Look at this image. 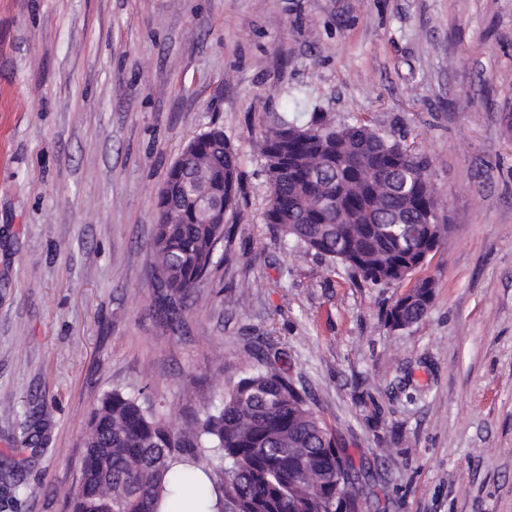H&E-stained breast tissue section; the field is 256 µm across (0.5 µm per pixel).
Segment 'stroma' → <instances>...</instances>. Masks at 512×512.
Returning a JSON list of instances; mask_svg holds the SVG:
<instances>
[{"label": "stroma", "instance_id": "stroma-1", "mask_svg": "<svg viewBox=\"0 0 512 512\" xmlns=\"http://www.w3.org/2000/svg\"><path fill=\"white\" fill-rule=\"evenodd\" d=\"M512 0H0V512H71L92 411L202 417L256 347L370 475L367 512H512ZM360 121L431 163V307L266 224L268 115ZM220 128L242 194L179 325L149 242L165 173ZM36 450H29L30 440ZM434 282L430 278H417L410 288L397 297L385 314V325L391 330L409 328L427 313L432 302Z\"/></svg>", "mask_w": 512, "mask_h": 512}]
</instances>
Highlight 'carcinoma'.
<instances>
[{"instance_id":"carcinoma-1","label":"carcinoma","mask_w":512,"mask_h":512,"mask_svg":"<svg viewBox=\"0 0 512 512\" xmlns=\"http://www.w3.org/2000/svg\"><path fill=\"white\" fill-rule=\"evenodd\" d=\"M272 187L266 223L308 251L340 264L372 288L406 282L385 325L406 329L427 313L434 282L414 278L422 257L444 234L423 223L433 196L430 163L364 124L322 116L299 125L272 115L256 142ZM198 172L224 196V223L187 183ZM165 184L171 208L157 200L159 223L149 243L159 309L175 321L184 300L207 280L215 250L230 239L227 214L241 193L239 156L223 134L178 158ZM286 351L260 352V368L242 376L204 418L179 425L114 391L94 410L84 436L72 512H196L209 492L212 512H365L360 474L306 396L275 367ZM224 459L220 483L197 482ZM185 463L190 469L177 471ZM316 471L322 481L302 478Z\"/></svg>"}]
</instances>
